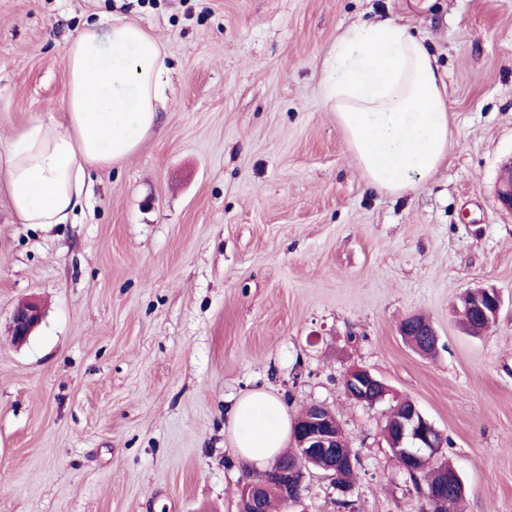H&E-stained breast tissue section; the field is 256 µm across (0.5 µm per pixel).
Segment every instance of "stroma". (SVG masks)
Masks as SVG:
<instances>
[{"mask_svg":"<svg viewBox=\"0 0 512 512\" xmlns=\"http://www.w3.org/2000/svg\"><path fill=\"white\" fill-rule=\"evenodd\" d=\"M111 15L161 44L171 86L71 223H18L0 185V512H237L224 412L257 388L335 410L353 512H426L382 437L390 402L343 391L354 366L447 437L454 512H512V0H0V139L62 118L67 44ZM384 17L448 73V159L404 199L366 187L321 93L340 34ZM479 287L503 306L472 336L455 309ZM417 314L436 355L399 334ZM307 484L280 512H339L330 479ZM42 310L35 300L20 304L12 313L9 330L16 344H23L39 325Z\"/></svg>","mask_w":512,"mask_h":512,"instance_id":"stroma-1","label":"stroma"}]
</instances>
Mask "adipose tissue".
I'll use <instances>...</instances> for the list:
<instances>
[{
  "instance_id": "adipose-tissue-1",
  "label": "adipose tissue",
  "mask_w": 512,
  "mask_h": 512,
  "mask_svg": "<svg viewBox=\"0 0 512 512\" xmlns=\"http://www.w3.org/2000/svg\"><path fill=\"white\" fill-rule=\"evenodd\" d=\"M66 67L62 119L35 118L19 136L0 140V175L22 224L68 223L89 192L88 169L137 149L170 84L160 45L120 17L86 24L68 44ZM322 95L371 189L404 196L447 160L445 75L407 25L385 18L345 29L325 61ZM227 427L236 455L267 469L286 445L288 406L252 391L229 408Z\"/></svg>"
}]
</instances>
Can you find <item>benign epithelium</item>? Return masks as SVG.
Segmentation results:
<instances>
[{
	"label": "benign epithelium",
	"mask_w": 512,
	"mask_h": 512,
	"mask_svg": "<svg viewBox=\"0 0 512 512\" xmlns=\"http://www.w3.org/2000/svg\"><path fill=\"white\" fill-rule=\"evenodd\" d=\"M512 158L502 164L497 196L500 203L512 210ZM502 306L500 294L494 288L465 303L460 311L462 326L469 332L477 327L487 330L497 319ZM42 318V310L35 300L20 304L12 313L9 330L17 344L26 342ZM421 333L434 340L438 334L427 321L410 320L400 326V335L413 336ZM347 397L357 404L374 406L390 395V387L370 369L353 367L342 378ZM441 432L424 416L411 399H401L395 414L389 419L388 430L383 437L389 448L403 456L408 470L415 472L428 464L440 447ZM294 464L276 465L270 469V477L264 482H249L242 486L238 512H265V501L270 489H275L283 505L302 502V492L309 464L320 462L328 476L334 478L340 471L354 466L353 452L346 447L341 425L334 411L324 404H311L294 421L290 433Z\"/></svg>",
	"instance_id": "7a95c632"
}]
</instances>
